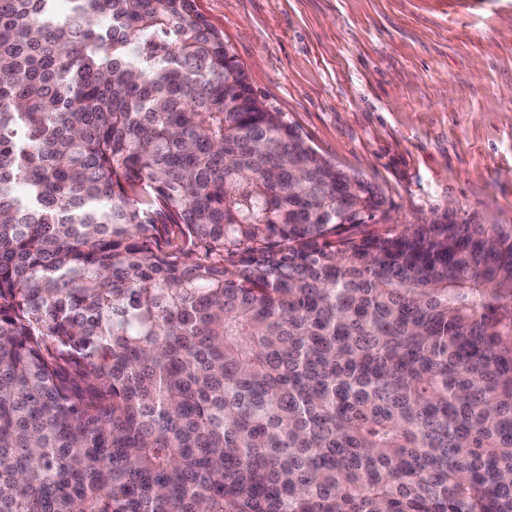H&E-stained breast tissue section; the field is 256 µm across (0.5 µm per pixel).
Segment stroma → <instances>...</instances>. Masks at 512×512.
<instances>
[{"instance_id": "1", "label": "stroma", "mask_w": 512, "mask_h": 512, "mask_svg": "<svg viewBox=\"0 0 512 512\" xmlns=\"http://www.w3.org/2000/svg\"><path fill=\"white\" fill-rule=\"evenodd\" d=\"M260 100L399 225L512 224V0H195Z\"/></svg>"}]
</instances>
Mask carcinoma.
Here are the masks:
<instances>
[{"mask_svg": "<svg viewBox=\"0 0 512 512\" xmlns=\"http://www.w3.org/2000/svg\"><path fill=\"white\" fill-rule=\"evenodd\" d=\"M0 0V512H512V224L400 231L195 0Z\"/></svg>", "mask_w": 512, "mask_h": 512, "instance_id": "cac0c4a2", "label": "carcinoma"}]
</instances>
